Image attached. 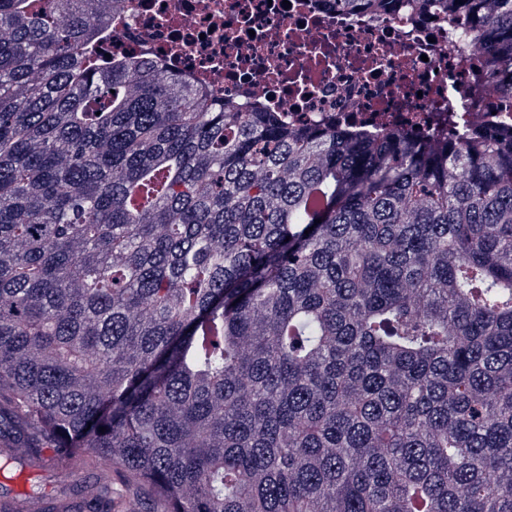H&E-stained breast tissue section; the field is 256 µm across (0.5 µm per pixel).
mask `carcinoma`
Instances as JSON below:
<instances>
[{
	"label": "carcinoma",
	"mask_w": 512,
	"mask_h": 512,
	"mask_svg": "<svg viewBox=\"0 0 512 512\" xmlns=\"http://www.w3.org/2000/svg\"><path fill=\"white\" fill-rule=\"evenodd\" d=\"M437 2L511 93L512 0ZM117 4L0 0V443L79 512H512V125L215 112ZM79 457H81L83 459L87 458L86 454L79 453L78 455L73 457V459L66 460V463L71 464L72 462L75 461V463L78 466H80V464L77 462V459ZM80 467H83V466L81 465ZM66 476L67 477H66L65 481H60V480L55 481L54 487H53L54 492H56L58 494L66 495V496H69L72 498L81 497L87 490L92 489V487L95 486L93 484L94 478H93L92 470L87 467H85L84 470L81 472V480H79V481H73L70 478L69 474H66ZM120 499L137 500L142 503L144 511L166 512L167 502L152 494L141 483L125 478L119 468L112 471V497Z\"/></svg>",
	"instance_id": "obj_1"
}]
</instances>
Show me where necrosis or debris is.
<instances>
[{"label":"necrosis or debris","instance_id":"1","mask_svg":"<svg viewBox=\"0 0 512 512\" xmlns=\"http://www.w3.org/2000/svg\"><path fill=\"white\" fill-rule=\"evenodd\" d=\"M385 10L335 0H119L100 51L134 55L215 106L277 112L289 123L428 135L512 122V97L482 96L455 30L414 0Z\"/></svg>","mask_w":512,"mask_h":512}]
</instances>
